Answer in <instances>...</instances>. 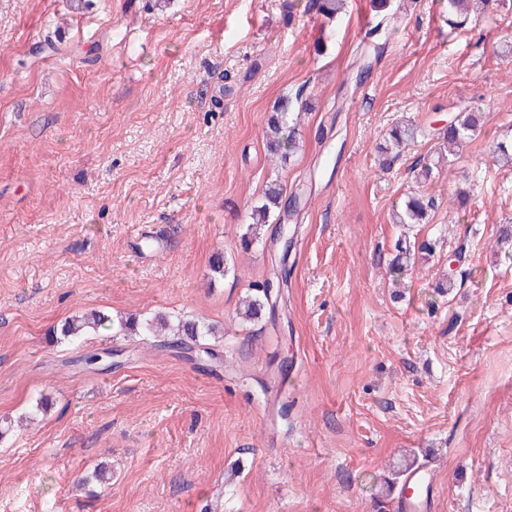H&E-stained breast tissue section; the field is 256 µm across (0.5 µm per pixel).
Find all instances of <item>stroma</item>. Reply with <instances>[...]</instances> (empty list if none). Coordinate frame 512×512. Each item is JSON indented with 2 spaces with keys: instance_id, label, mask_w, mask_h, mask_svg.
I'll list each match as a JSON object with an SVG mask.
<instances>
[{
  "instance_id": "1",
  "label": "stroma",
  "mask_w": 512,
  "mask_h": 512,
  "mask_svg": "<svg viewBox=\"0 0 512 512\" xmlns=\"http://www.w3.org/2000/svg\"><path fill=\"white\" fill-rule=\"evenodd\" d=\"M506 41L512 0L458 29L448 0L331 20L309 0H0V512H396L415 465L436 512H512ZM286 96L306 110L283 162L263 134ZM466 109L481 129L417 182ZM404 119L422 134L381 168ZM273 181L299 194L292 242L269 224L243 246ZM414 193L428 223H393ZM402 237L436 250L395 282ZM281 260L275 318L238 319ZM91 309L213 324L223 363L155 336L51 342ZM99 463L110 485L79 488Z\"/></svg>"
}]
</instances>
